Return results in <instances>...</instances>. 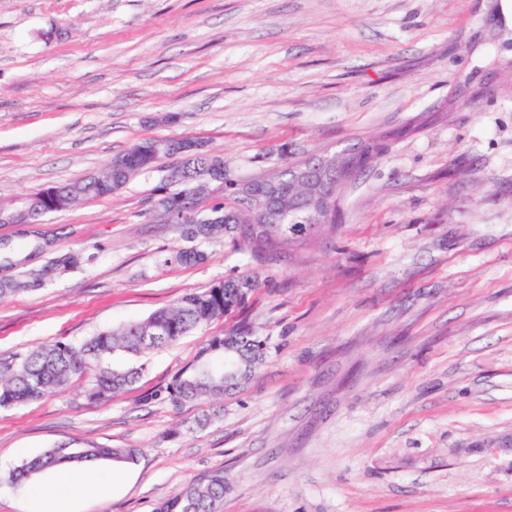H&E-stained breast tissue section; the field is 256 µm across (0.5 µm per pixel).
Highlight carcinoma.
Instances as JSON below:
<instances>
[{"label":"carcinoma","mask_w":512,"mask_h":512,"mask_svg":"<svg viewBox=\"0 0 512 512\" xmlns=\"http://www.w3.org/2000/svg\"><path fill=\"white\" fill-rule=\"evenodd\" d=\"M385 148L386 142L380 139L339 153L336 170L338 190H343L352 179L376 163ZM210 179L208 164L198 158L191 162L186 184L176 192V195L187 199V204L177 210L176 223L189 241H203L224 234L248 248L254 257L266 259L281 245L301 241L319 226L302 211L288 214L281 224H239L228 212L222 224H200L195 218L193 201ZM110 195L112 185L87 178L46 188L39 207L44 210L56 206L65 211L81 200ZM205 259L202 251L189 247L177 251L169 261L191 267ZM80 260V253L68 251L52 258L39 270L3 277L0 279V298L40 288L54 275L78 267ZM256 287L257 280L251 275L229 278L188 293L173 306L158 309L141 321L129 323L118 330L101 331L79 344L59 341L25 354L0 358V409L60 393L75 379L85 382L89 400L105 403L112 396L132 389L146 371L143 363L127 369H111L103 366L106 358L118 351L137 356L167 347L244 304ZM149 330H157L161 336L153 342H146L144 336ZM266 353V342L252 335L247 324L240 323L226 336L211 337L197 358L175 373L166 387L168 397L177 404L222 399L227 391L249 382ZM136 455L134 448L61 446L26 460L12 478L18 482L64 463L130 462ZM223 500L224 471L218 470L207 479L184 487L157 512H218L217 507Z\"/></svg>","instance_id":"cac0c4a2"}]
</instances>
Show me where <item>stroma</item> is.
<instances>
[{"label": "stroma", "mask_w": 512, "mask_h": 512, "mask_svg": "<svg viewBox=\"0 0 512 512\" xmlns=\"http://www.w3.org/2000/svg\"><path fill=\"white\" fill-rule=\"evenodd\" d=\"M501 0H0V203L78 180L143 140L202 141L247 180L386 138L335 228L270 260L222 235L204 263L153 219L168 159L44 224H0V256L45 287L0 299V357L77 343L244 273L243 307L146 364L106 403L82 381L0 409V512H58L12 474L45 450L134 448L70 512H155L224 473L220 512H512V27ZM268 344L219 420L165 387L239 322ZM81 256L79 252L68 251L52 258L39 270L20 272L16 275L1 277L0 298L11 294L43 287L54 275L78 267Z\"/></svg>", "instance_id": "1"}]
</instances>
